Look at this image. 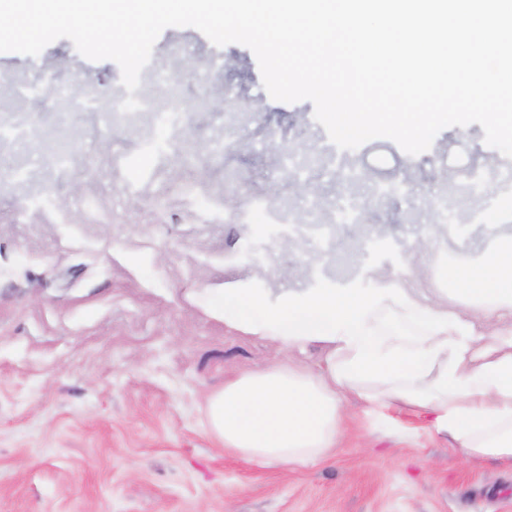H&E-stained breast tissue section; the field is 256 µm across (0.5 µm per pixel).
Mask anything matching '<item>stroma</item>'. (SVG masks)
Returning a JSON list of instances; mask_svg holds the SVG:
<instances>
[{"label": "stroma", "instance_id": "35a3bbf8", "mask_svg": "<svg viewBox=\"0 0 512 512\" xmlns=\"http://www.w3.org/2000/svg\"><path fill=\"white\" fill-rule=\"evenodd\" d=\"M187 55L210 65L206 78L181 67ZM48 58L68 61L61 79L121 85L116 62L88 60L65 38L35 57L0 53V124L31 125L0 153V172L34 170L24 184L0 181V512H512V461L464 457L422 411L352 407L339 448L303 468L241 459L206 414L225 381L285 356L225 323V289L273 305L315 288L368 289L427 226L409 286L433 294L437 258L481 252L480 227L448 235L472 182L512 168L480 125L445 128L417 156L382 138L338 149L311 101L269 96L248 47L215 46L191 27L155 42L150 68L181 85L161 111L116 123L39 98L5 112L4 78L39 77ZM228 88L242 111H225ZM60 126L62 175L42 143ZM203 138L221 152H196ZM287 146L323 157L312 175L325 214L352 192L360 223L323 240L249 223L267 200L297 219L310 207L281 167ZM340 158L388 194L376 201L373 185L336 179ZM434 198L448 209L430 208Z\"/></svg>", "mask_w": 512, "mask_h": 512}]
</instances>
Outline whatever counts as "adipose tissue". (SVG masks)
Instances as JSON below:
<instances>
[{"label": "adipose tissue", "instance_id": "ef3b65f1", "mask_svg": "<svg viewBox=\"0 0 512 512\" xmlns=\"http://www.w3.org/2000/svg\"><path fill=\"white\" fill-rule=\"evenodd\" d=\"M429 231L413 237L395 274L376 288H317L270 305L228 289L229 321L288 352L322 344L318 371L284 362L246 373L208 398L211 431L249 461L308 466L335 448L350 399L374 410L402 403L429 412L459 452L512 460V237H491L480 256L449 261L439 276L455 307L408 282ZM477 307L482 321L467 317ZM417 323L410 338L384 334L381 312Z\"/></svg>", "mask_w": 512, "mask_h": 512}]
</instances>
